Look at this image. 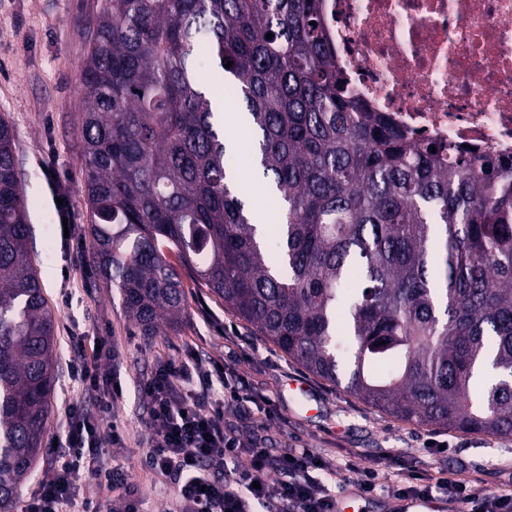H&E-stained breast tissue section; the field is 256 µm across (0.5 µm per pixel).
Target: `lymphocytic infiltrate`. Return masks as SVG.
<instances>
[{"label": "lymphocytic infiltrate", "mask_w": 512, "mask_h": 512, "mask_svg": "<svg viewBox=\"0 0 512 512\" xmlns=\"http://www.w3.org/2000/svg\"><path fill=\"white\" fill-rule=\"evenodd\" d=\"M70 395L63 407L57 444L47 447L48 465L20 512H143L147 491L172 489L169 512H253L255 503L279 512H335L336 497L320 478L327 465L310 448H287L271 456L261 442L242 438L224 425L225 400L237 391L215 385L197 349L158 360L138 383L147 404L148 446L139 459L140 477L108 464L113 449L126 445L125 426L103 428L123 398L112 376L120 350L107 336L84 331L70 336ZM96 486L94 496L82 491ZM405 497L442 492L463 512H512V496L472 497L466 480H434L427 472L388 475L365 472L360 495L381 489Z\"/></svg>", "instance_id": "1"}]
</instances>
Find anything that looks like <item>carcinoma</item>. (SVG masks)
I'll return each mask as SVG.
<instances>
[{"instance_id":"carcinoma-1","label":"carcinoma","mask_w":512,"mask_h":512,"mask_svg":"<svg viewBox=\"0 0 512 512\" xmlns=\"http://www.w3.org/2000/svg\"><path fill=\"white\" fill-rule=\"evenodd\" d=\"M320 2L107 0L82 63L88 262L146 341L185 319L187 270L372 407L512 434V163L414 138L353 99ZM204 50L245 104L269 222L237 184ZM29 238L0 117V512L34 474L58 359Z\"/></svg>"}]
</instances>
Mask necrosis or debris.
I'll return each mask as SVG.
<instances>
[{"label":"necrosis or debris","mask_w":512,"mask_h":512,"mask_svg":"<svg viewBox=\"0 0 512 512\" xmlns=\"http://www.w3.org/2000/svg\"><path fill=\"white\" fill-rule=\"evenodd\" d=\"M336 65L417 137L512 158V0H322Z\"/></svg>","instance_id":"1"}]
</instances>
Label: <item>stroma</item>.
Masks as SVG:
<instances>
[{"label":"stroma","mask_w":512,"mask_h":512,"mask_svg":"<svg viewBox=\"0 0 512 512\" xmlns=\"http://www.w3.org/2000/svg\"><path fill=\"white\" fill-rule=\"evenodd\" d=\"M106 0H0V116L15 131V159L32 231V259L57 317V380L70 356L69 329L112 336L124 357L116 372L125 398L115 420L130 432L116 462H137L146 444V415L136 380L158 357L184 345L224 366V382L249 398L224 406V423L258 436L271 454L311 448L336 468V492L354 489L363 470H425L437 478L464 477L476 496L512 494V434H474L394 419L305 372L277 347L261 341L205 288L187 291L188 314L168 335L145 344L128 321L117 290L105 287L83 260L87 229L80 68ZM67 195L60 212L58 195ZM77 238L65 240L62 223ZM72 294V306L62 298ZM305 382L309 397L291 390Z\"/></svg>","instance_id":"stroma-1"}]
</instances>
